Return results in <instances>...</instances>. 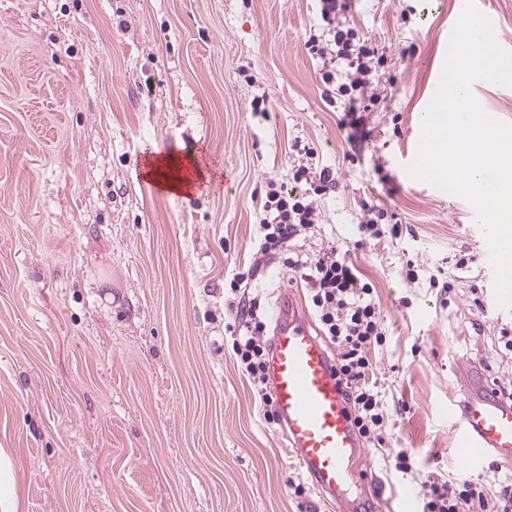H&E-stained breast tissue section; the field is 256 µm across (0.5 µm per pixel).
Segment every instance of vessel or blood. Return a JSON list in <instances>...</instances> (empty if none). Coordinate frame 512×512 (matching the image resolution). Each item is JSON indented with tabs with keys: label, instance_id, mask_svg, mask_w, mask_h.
Listing matches in <instances>:
<instances>
[{
	"label": "vessel or blood",
	"instance_id": "b4317fda",
	"mask_svg": "<svg viewBox=\"0 0 512 512\" xmlns=\"http://www.w3.org/2000/svg\"><path fill=\"white\" fill-rule=\"evenodd\" d=\"M273 324L267 375L286 451L337 512H357L348 491L365 451L333 361L296 291H285ZM448 422L466 465H481L490 456L512 463V405L488 387L468 391L462 409H449Z\"/></svg>",
	"mask_w": 512,
	"mask_h": 512
}]
</instances>
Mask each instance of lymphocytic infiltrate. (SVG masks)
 Segmentation results:
<instances>
[{
    "label": "lymphocytic infiltrate",
    "instance_id": "obj_1",
    "mask_svg": "<svg viewBox=\"0 0 512 512\" xmlns=\"http://www.w3.org/2000/svg\"><path fill=\"white\" fill-rule=\"evenodd\" d=\"M321 3L327 33L310 35L305 46L332 65L322 75L326 100L331 103L345 96L351 111H370L376 98L365 92L366 77L383 59L372 44L355 43L351 29L337 24L341 0ZM292 178L305 184L304 194L286 191L273 181L267 184L254 237L260 254L276 251L301 230L318 223V202L336 187L335 175L326 167L314 171L301 165ZM288 267L299 273L323 335L336 346L334 369L358 437L366 444L383 443L388 412L374 378L372 354L386 344L387 330L372 284L363 279L349 250L338 247L312 255L293 254ZM242 283L239 277L229 283L231 294L239 298L237 322L231 330L232 350L253 386L264 420L272 423L276 415L267 385V325L259 314L258 298L243 293ZM421 512H512V477L500 480L492 492L468 476L448 484L425 483Z\"/></svg>",
    "mask_w": 512,
    "mask_h": 512
}]
</instances>
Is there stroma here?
<instances>
[{
  "mask_svg": "<svg viewBox=\"0 0 512 512\" xmlns=\"http://www.w3.org/2000/svg\"><path fill=\"white\" fill-rule=\"evenodd\" d=\"M463 6L347 0L340 21L385 58L355 123L305 47L319 0H0V448L20 512H330L226 345L224 283L256 272L268 319L299 278L290 253L345 243L389 331L373 356L385 441L353 494L398 512L466 473L448 403L474 380L512 383V312L486 306L470 204L403 170ZM157 148L222 178L161 192L143 177ZM306 161L336 174L319 224L256 255L257 198L271 180L294 189ZM374 204L402 233L354 247ZM439 268L451 293L429 285Z\"/></svg>",
  "mask_w": 512,
  "mask_h": 512,
  "instance_id": "35a3bbf8",
  "label": "stroma"
}]
</instances>
